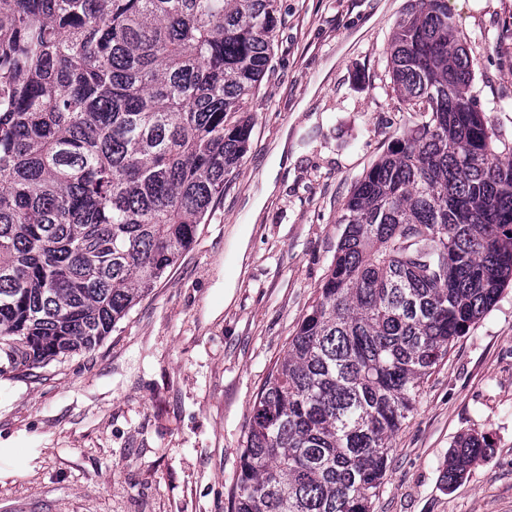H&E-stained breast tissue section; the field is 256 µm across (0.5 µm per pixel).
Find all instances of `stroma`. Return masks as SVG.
I'll use <instances>...</instances> for the list:
<instances>
[{
    "instance_id": "obj_1",
    "label": "stroma",
    "mask_w": 512,
    "mask_h": 512,
    "mask_svg": "<svg viewBox=\"0 0 512 512\" xmlns=\"http://www.w3.org/2000/svg\"><path fill=\"white\" fill-rule=\"evenodd\" d=\"M408 3L279 0L248 150L193 246L93 352L28 375L0 352V512H230L254 400L327 273L343 204L420 120L389 75ZM448 9L471 93L511 143L512 0ZM464 434L493 452L449 487ZM373 512H512V285L423 384Z\"/></svg>"
}]
</instances>
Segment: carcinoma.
Returning a JSON list of instances; mask_svg holds the SVG:
<instances>
[{
	"instance_id": "1",
	"label": "carcinoma",
	"mask_w": 512,
	"mask_h": 512,
	"mask_svg": "<svg viewBox=\"0 0 512 512\" xmlns=\"http://www.w3.org/2000/svg\"><path fill=\"white\" fill-rule=\"evenodd\" d=\"M278 0H0V351L91 352L196 241L248 147ZM420 113L363 172L251 411L231 512H371L393 435L512 282V145L470 93L446 0L388 46ZM492 451L458 437L443 481Z\"/></svg>"
}]
</instances>
